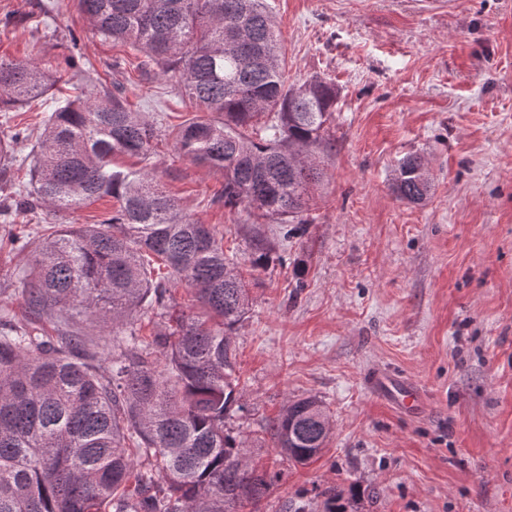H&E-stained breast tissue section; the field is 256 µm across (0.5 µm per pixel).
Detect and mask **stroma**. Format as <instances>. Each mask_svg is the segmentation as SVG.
<instances>
[{"label": "stroma", "mask_w": 512, "mask_h": 512, "mask_svg": "<svg viewBox=\"0 0 512 512\" xmlns=\"http://www.w3.org/2000/svg\"><path fill=\"white\" fill-rule=\"evenodd\" d=\"M285 74L338 89L335 121L302 230L213 203L222 177L171 142L125 171L153 172L192 219L224 235L249 289L233 335L242 410L224 427L279 479L258 512L361 485L357 512H512V0H266ZM78 43H71V35ZM74 56L127 107L173 127L195 108L143 52L103 38L77 0H0V61L33 59L70 91ZM421 155L431 188H392ZM270 262L252 272L255 240ZM34 247L0 251V306L22 311L12 273ZM427 396L418 415L375 394L374 370ZM314 396L332 434L305 466L278 460L268 429ZM424 163L418 155H408L398 162L393 183L394 192L401 198L410 202L422 201L430 191V183L422 184L414 175L416 168Z\"/></svg>", "instance_id": "obj_1"}]
</instances>
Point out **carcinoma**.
I'll return each instance as SVG.
<instances>
[{
  "label": "carcinoma",
  "mask_w": 512,
  "mask_h": 512,
  "mask_svg": "<svg viewBox=\"0 0 512 512\" xmlns=\"http://www.w3.org/2000/svg\"><path fill=\"white\" fill-rule=\"evenodd\" d=\"M77 2L101 36L144 52L202 112L168 136L182 157L224 178V207L309 223L338 93L318 77L288 85L264 0ZM56 81L33 60H1L0 112ZM73 90L55 102L29 182L0 215H54L105 196L119 207L100 224H22L9 239L23 251L41 233L34 266L17 272L25 314L0 310V512H242L280 476L252 467L247 441L224 431L240 397L231 333L248 289L211 225L185 214L156 177L116 169L120 157L147 155L161 128L106 86L94 96L82 83ZM29 136L22 126L0 138V183L10 182V143ZM422 163L398 162L400 198L428 195L414 175ZM179 283L198 311L176 309ZM146 305L160 318L149 337L135 327ZM81 315L112 324V340L43 327ZM116 347L109 374L99 373ZM312 407L323 403L290 400L271 423L282 459L305 465L321 453Z\"/></svg>",
  "instance_id": "carcinoma-1"
}]
</instances>
